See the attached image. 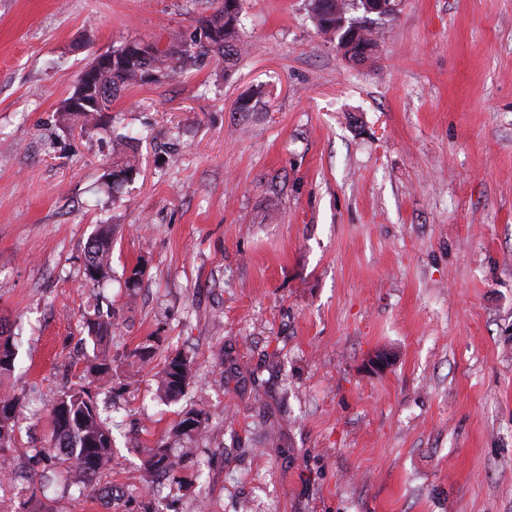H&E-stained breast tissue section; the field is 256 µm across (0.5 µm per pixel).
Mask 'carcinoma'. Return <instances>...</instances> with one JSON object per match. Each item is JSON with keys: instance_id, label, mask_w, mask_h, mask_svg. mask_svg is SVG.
<instances>
[{"instance_id": "obj_1", "label": "carcinoma", "mask_w": 512, "mask_h": 512, "mask_svg": "<svg viewBox=\"0 0 512 512\" xmlns=\"http://www.w3.org/2000/svg\"><path fill=\"white\" fill-rule=\"evenodd\" d=\"M309 8L319 31L337 40L344 57L360 61L372 51L375 42L369 37L367 16H348V0H309ZM241 0H216L214 12L201 22V33L189 38L172 37L166 43L153 40L143 47L138 41L125 42L95 55L86 65L73 93H82L79 109L63 100L59 112L66 120H78L84 126L105 128V114L112 111V102L128 88L148 83L152 73L170 76L186 72L210 55L229 67L242 45L239 28ZM137 174L136 157L128 151L127 138L116 134L112 139V184L119 185ZM112 260V229L102 224L85 247L86 282L98 285L110 277ZM112 317H99L87 324L93 344L112 335ZM18 351L12 336L0 328V378L14 369ZM192 363L177 353L166 359L158 372V391L164 397L176 398L189 385ZM20 398L0 395V461L9 463L10 455L18 451L32 459H46L45 451L16 447V413ZM51 447L54 457L75 464L84 476L92 480L107 469L112 461V426L103 415L90 387L76 383L64 391L52 409ZM209 414L202 407L184 411L173 428L174 443L146 449L142 480L147 486L160 478L170 482L173 500L194 482L181 476L186 462L195 453L188 443L205 433Z\"/></svg>"}]
</instances>
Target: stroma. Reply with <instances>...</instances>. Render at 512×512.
Wrapping results in <instances>:
<instances>
[{
    "mask_svg": "<svg viewBox=\"0 0 512 512\" xmlns=\"http://www.w3.org/2000/svg\"><path fill=\"white\" fill-rule=\"evenodd\" d=\"M211 12L0 0V324L18 347L0 393L21 398L18 447H49L93 355L85 323L108 312L97 487L140 495L145 449L197 402L211 421L178 512H512V0H400L362 62L308 0H245L234 67L210 57L116 98L138 173L109 188L111 132L63 125L62 101L93 54ZM103 222L98 288L84 246ZM176 352L193 379L164 402ZM101 504L41 486L24 457L0 480V512ZM112 260V229L101 224L85 247L84 266L86 282L99 285L110 277Z\"/></svg>",
    "mask_w": 512,
    "mask_h": 512,
    "instance_id": "1",
    "label": "stroma"
}]
</instances>
